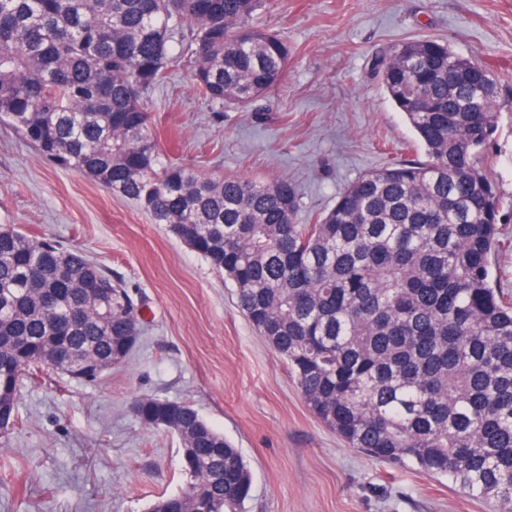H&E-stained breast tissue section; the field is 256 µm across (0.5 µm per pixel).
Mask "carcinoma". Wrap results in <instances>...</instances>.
Wrapping results in <instances>:
<instances>
[{
  "mask_svg": "<svg viewBox=\"0 0 512 512\" xmlns=\"http://www.w3.org/2000/svg\"><path fill=\"white\" fill-rule=\"evenodd\" d=\"M264 0H0V125L60 169L136 203L224 275L313 415L352 448L448 479L512 512V290L493 278L504 201L486 146L501 79L448 42L418 38L372 69L425 150L369 171L312 224L286 177H204L160 148L147 94L170 42L212 107L280 83L288 43L250 24ZM128 291L82 252L0 224V381L13 401L47 352L71 368L142 332ZM185 487L148 512H244L240 449L183 403L171 431Z\"/></svg>",
  "mask_w": 512,
  "mask_h": 512,
  "instance_id": "cac0c4a2",
  "label": "carcinoma"
}]
</instances>
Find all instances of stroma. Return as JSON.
Segmentation results:
<instances>
[{
	"mask_svg": "<svg viewBox=\"0 0 512 512\" xmlns=\"http://www.w3.org/2000/svg\"><path fill=\"white\" fill-rule=\"evenodd\" d=\"M252 24L291 49L262 111H212L183 54L148 105L162 148L186 167L295 182L303 224L360 175L423 154L371 72L376 51L433 37L512 79V0H265ZM487 152L509 203L494 271L512 289V112H500ZM0 224L82 251L146 316L131 356L97 380L45 368L26 381L22 423L0 447V512H146L179 491L177 439L131 410L155 395L192 404L241 450L253 474L246 512H491L446 479L349 447L309 411L222 275L134 202L53 167L2 127Z\"/></svg>",
	"mask_w": 512,
	"mask_h": 512,
	"instance_id": "35a3bbf8",
	"label": "stroma"
}]
</instances>
